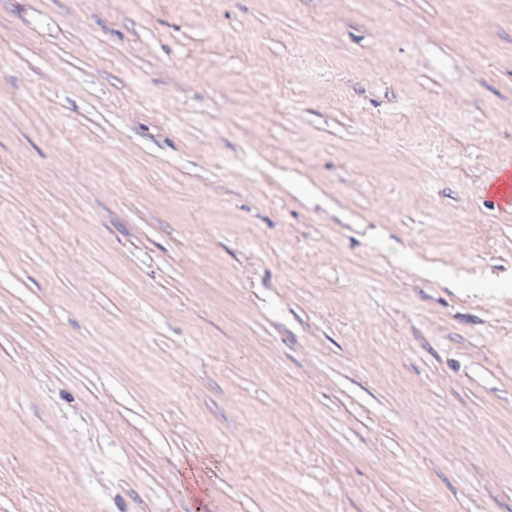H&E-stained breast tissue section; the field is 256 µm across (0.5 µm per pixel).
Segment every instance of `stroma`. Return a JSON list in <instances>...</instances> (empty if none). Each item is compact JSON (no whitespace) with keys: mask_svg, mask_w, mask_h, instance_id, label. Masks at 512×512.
<instances>
[{"mask_svg":"<svg viewBox=\"0 0 512 512\" xmlns=\"http://www.w3.org/2000/svg\"><path fill=\"white\" fill-rule=\"evenodd\" d=\"M512 0H0V512H512ZM488 194L501 209L512 208V171L493 176L489 181ZM224 469V462L219 459L191 458L184 463L180 490L199 502L198 510L202 512H219L221 509L208 498L202 483V473H219Z\"/></svg>","mask_w":512,"mask_h":512,"instance_id":"35a3bbf8","label":"stroma"}]
</instances>
